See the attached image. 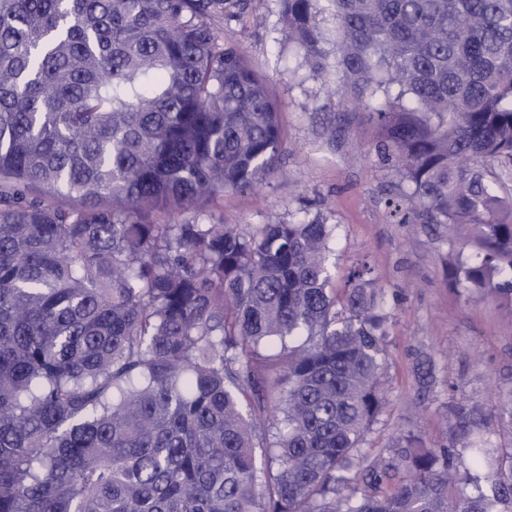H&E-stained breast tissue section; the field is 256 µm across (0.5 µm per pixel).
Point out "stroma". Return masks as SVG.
Wrapping results in <instances>:
<instances>
[{
	"label": "stroma",
	"mask_w": 512,
	"mask_h": 512,
	"mask_svg": "<svg viewBox=\"0 0 512 512\" xmlns=\"http://www.w3.org/2000/svg\"><path fill=\"white\" fill-rule=\"evenodd\" d=\"M265 80L282 123L278 169L253 188L228 191L205 208L210 222L274 224L316 215L336 227V289L369 263L387 313L379 386L382 411L367 431L364 453L385 452L400 430L426 445L446 441L449 402L493 412L512 389V301L494 295L466 300L447 285L450 250L470 252L448 227L398 223L386 202L404 183L377 156V129L365 104L338 93L335 75H313L282 35L279 0H251L223 22Z\"/></svg>",
	"instance_id": "35a3bbf8"
}]
</instances>
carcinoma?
Instances as JSON below:
<instances>
[{
	"label": "carcinoma",
	"instance_id": "1",
	"mask_svg": "<svg viewBox=\"0 0 512 512\" xmlns=\"http://www.w3.org/2000/svg\"><path fill=\"white\" fill-rule=\"evenodd\" d=\"M280 0L283 32L340 91L375 99L400 224L467 237L448 279L512 295V0ZM249 0H0V512H494L512 441L458 488L451 449L486 414L448 403L361 452L382 408L386 313L370 269L339 298L336 225L194 212L282 148L277 105L214 18ZM280 345L277 354L267 347ZM512 435V390L498 406ZM355 470L364 484L351 486ZM394 483L389 493L377 489Z\"/></svg>",
	"mask_w": 512,
	"mask_h": 512
}]
</instances>
